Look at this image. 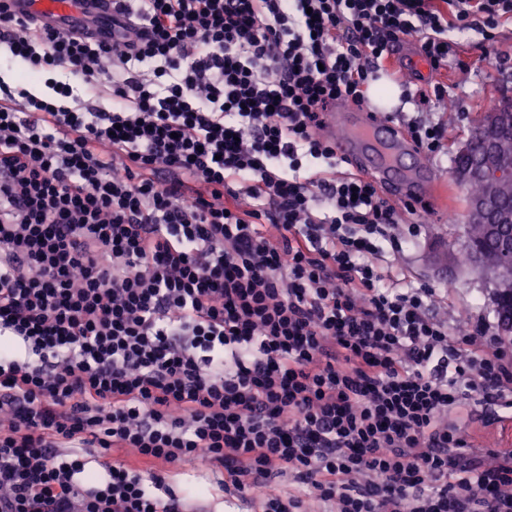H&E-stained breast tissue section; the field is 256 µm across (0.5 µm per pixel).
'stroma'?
Instances as JSON below:
<instances>
[{"mask_svg":"<svg viewBox=\"0 0 512 512\" xmlns=\"http://www.w3.org/2000/svg\"><path fill=\"white\" fill-rule=\"evenodd\" d=\"M448 37L456 43L464 67L448 70L440 77L427 74L417 86L427 91L434 83L447 84L454 112H446L441 105L421 111L407 104L393 116L395 125L403 127L411 122L438 121L445 125L447 134L441 148L436 157L427 158L426 164L433 175L452 185L455 194L453 206L425 213L418 243L407 252L405 266L414 283L427 284L442 295L439 311L447 315L449 322L463 317L474 325H493L497 322L492 298L494 277L463 260L467 242L461 226L466 222L468 204L464 186L453 175L452 158L470 137L488 100L512 99V24L496 29L495 53L488 58L483 55L485 42L479 31H452ZM166 480L174 489L193 488L202 492L212 512L251 510L249 504L225 493L223 469L202 472L186 463L168 472Z\"/></svg>","mask_w":512,"mask_h":512,"instance_id":"1","label":"stroma"}]
</instances>
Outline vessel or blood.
Listing matches in <instances>:
<instances>
[{"label": "vessel or blood", "mask_w": 512, "mask_h": 512, "mask_svg": "<svg viewBox=\"0 0 512 512\" xmlns=\"http://www.w3.org/2000/svg\"><path fill=\"white\" fill-rule=\"evenodd\" d=\"M5 12L33 17L42 27L58 31L86 28L104 39H111L110 28L102 18L117 14L116 0H0ZM381 104L360 108L355 114L331 111L325 135L338 154L352 166L372 176L392 199L412 205L446 207L448 187L427 169L417 146L380 112Z\"/></svg>", "instance_id": "vessel-or-blood-1"}]
</instances>
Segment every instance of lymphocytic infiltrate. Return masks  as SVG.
Wrapping results in <instances>:
<instances>
[{"label": "lymphocytic infiltrate", "mask_w": 512, "mask_h": 512, "mask_svg": "<svg viewBox=\"0 0 512 512\" xmlns=\"http://www.w3.org/2000/svg\"><path fill=\"white\" fill-rule=\"evenodd\" d=\"M121 11L108 44L0 14V46L67 76L0 82V512H209L166 481L185 461L255 512H512V446L464 426L512 409V351L435 313L397 262L415 208L321 133L394 47L448 68L449 32L512 0Z\"/></svg>", "instance_id": "f902f5d3"}]
</instances>
